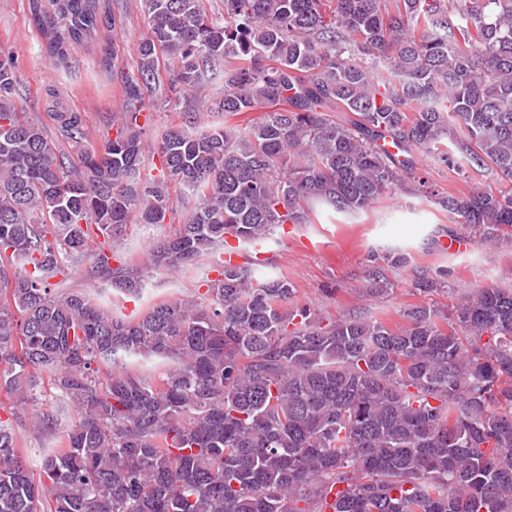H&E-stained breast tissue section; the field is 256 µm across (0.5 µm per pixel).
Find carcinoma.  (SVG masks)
<instances>
[{
  "mask_svg": "<svg viewBox=\"0 0 512 512\" xmlns=\"http://www.w3.org/2000/svg\"><path fill=\"white\" fill-rule=\"evenodd\" d=\"M205 2L142 0L136 71L104 60L126 112L98 150L84 114L52 113V136L16 108L0 49V512H512V287L398 325L313 319L287 276L230 256L201 297L136 319L50 287L75 270L140 294L114 246L131 224L178 223L149 261L183 268L410 182L473 236L512 232V190L446 195L416 161L512 182V0ZM101 11L28 0L51 60ZM159 99L176 120L148 148L138 118ZM204 110L224 123L196 129ZM406 267L419 294L445 288L386 251L366 292Z\"/></svg>",
  "mask_w": 512,
  "mask_h": 512,
  "instance_id": "obj_1",
  "label": "carcinoma"
}]
</instances>
